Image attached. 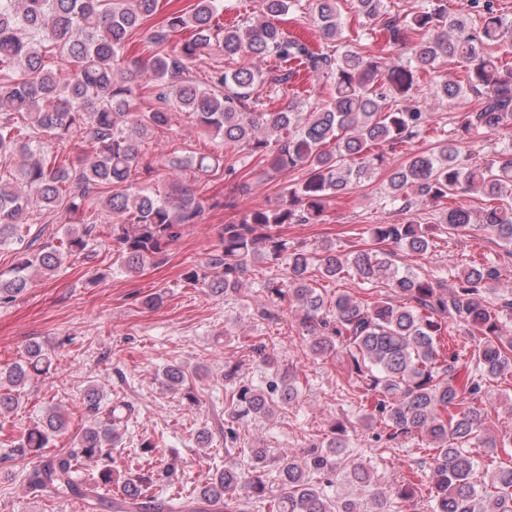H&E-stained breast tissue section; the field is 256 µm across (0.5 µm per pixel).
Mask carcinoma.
I'll use <instances>...</instances> for the list:
<instances>
[{
    "label": "carcinoma",
    "mask_w": 512,
    "mask_h": 512,
    "mask_svg": "<svg viewBox=\"0 0 512 512\" xmlns=\"http://www.w3.org/2000/svg\"><path fill=\"white\" fill-rule=\"evenodd\" d=\"M159 0H0V68L15 76L0 83V159L18 155L12 178H0V246L15 245L18 257L0 273V305L16 301L38 275L62 265L63 254L79 255L100 235L92 222L63 225L58 244L26 240L30 209H62L73 218L84 210L104 208L121 217L107 225L118 245L121 269L136 272L165 254L182 231L198 223L203 208L188 190L161 196L132 186L137 169L151 170L143 145L169 125L162 108L137 111L136 86L118 78L117 65L130 33L153 15ZM222 0H195L186 12L171 14L167 31L152 36L160 44L167 32L187 30L190 37L172 53L156 54L133 64L157 82L156 98L189 113L197 125L224 142V159L210 154L191 158L187 167L208 174L224 166L233 176L254 157L267 163V177L303 171L288 185V200L276 208L253 209L223 225L218 244L205 264L189 269L186 282L215 297L241 290L251 256L261 253L282 277L263 282L275 298L286 301L309 336L313 355L343 354V370L360 396L370 399L368 417L383 424L388 440L420 438L430 454L427 482L401 480L389 494L371 491L375 467L346 452V427L334 428L327 447L314 446L304 456L280 451L270 459L266 448L250 449L249 468L224 467L196 492L195 506L150 494L157 484L178 482L172 466H159L139 484L121 491L134 512H402L423 505L427 512H512V464L498 465L481 489L474 482L475 459L468 451L479 443L500 447L486 432L489 417L482 401L490 382L512 376V330L501 317L512 315V296L488 301V284L500 278L503 265L474 262L450 287L443 281L401 272L389 245L425 254L436 247L437 230L463 233L473 226L464 200L484 198L479 224L512 257V153L502 151L480 164L467 162L462 134L512 132V17L493 0H472L479 20L448 12V0H428L404 17L391 14L385 0H352L357 15L370 22L366 38L345 36L339 0H314L316 38L284 29L307 11L305 0H260L251 22L218 23ZM218 42L224 58L270 57L267 72L249 65L217 71L210 83L186 79L189 65ZM72 67L60 83L45 61V45ZM409 48L407 63L390 65L387 48ZM463 70L460 82L425 80L443 65ZM330 83L328 99L313 103L315 81ZM288 96L277 109H264L257 88ZM455 99L470 94L477 107L462 131L443 135L433 151L390 157L429 132L430 117L415 92ZM84 134L93 152L74 160L65 156L70 141ZM391 169L382 207L409 212L425 201L440 212L437 224L412 221L373 224L366 246L341 253L325 244L315 252L290 245L278 229L285 224H314L331 202L347 195L380 166ZM353 272L368 283L387 280L405 303L378 299L363 302L349 294L326 299L317 279H338ZM465 328L473 338L470 355L444 348L445 333ZM51 357L37 344L24 360L0 369V414L19 405L18 390L33 373L46 370ZM239 366L224 365V455L235 453L236 425L269 416L273 408L292 406L300 392L288 372L265 377L264 385L242 383ZM170 389L183 386V366L163 371ZM85 408L93 416L74 442L26 474L35 497H72L89 504L104 500L112 484V446L126 420L121 405L101 412L99 396L90 393ZM66 419L50 408L34 428L18 439L17 453L41 450L63 433ZM99 465L98 479L78 480V467ZM276 462L275 478L266 467ZM342 477L349 489L334 495Z\"/></svg>",
    "instance_id": "1"
}]
</instances>
